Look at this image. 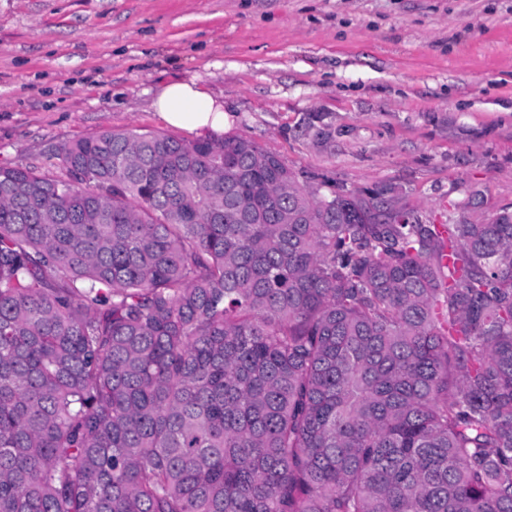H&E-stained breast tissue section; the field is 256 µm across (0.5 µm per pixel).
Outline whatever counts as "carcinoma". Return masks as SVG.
<instances>
[{
	"mask_svg": "<svg viewBox=\"0 0 512 512\" xmlns=\"http://www.w3.org/2000/svg\"><path fill=\"white\" fill-rule=\"evenodd\" d=\"M51 157L0 165V512H512L511 211L240 134Z\"/></svg>",
	"mask_w": 512,
	"mask_h": 512,
	"instance_id": "1",
	"label": "carcinoma"
}]
</instances>
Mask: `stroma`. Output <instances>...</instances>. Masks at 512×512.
<instances>
[{
  "mask_svg": "<svg viewBox=\"0 0 512 512\" xmlns=\"http://www.w3.org/2000/svg\"><path fill=\"white\" fill-rule=\"evenodd\" d=\"M191 79L326 191L390 183L437 224L512 206V0H0V164L164 130L158 88Z\"/></svg>",
  "mask_w": 512,
  "mask_h": 512,
  "instance_id": "obj_1",
  "label": "stroma"
}]
</instances>
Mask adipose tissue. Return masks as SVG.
Masks as SVG:
<instances>
[{
	"instance_id": "obj_1",
	"label": "adipose tissue",
	"mask_w": 512,
	"mask_h": 512,
	"mask_svg": "<svg viewBox=\"0 0 512 512\" xmlns=\"http://www.w3.org/2000/svg\"><path fill=\"white\" fill-rule=\"evenodd\" d=\"M153 108L168 126L201 138H219L228 121L221 100L194 81H173L156 93Z\"/></svg>"
}]
</instances>
